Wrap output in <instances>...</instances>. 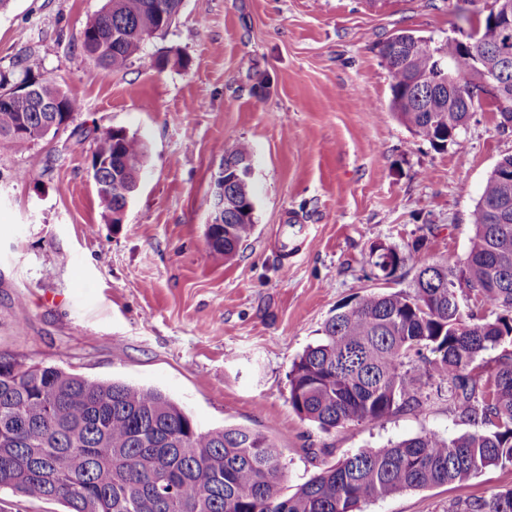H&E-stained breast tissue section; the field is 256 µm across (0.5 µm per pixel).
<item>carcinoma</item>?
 I'll list each match as a JSON object with an SVG mask.
<instances>
[{"mask_svg":"<svg viewBox=\"0 0 512 512\" xmlns=\"http://www.w3.org/2000/svg\"><path fill=\"white\" fill-rule=\"evenodd\" d=\"M178 0H107L83 30L84 54L110 71L142 57L141 36L173 26ZM378 44L390 76V109L414 135L436 149L457 142L470 113L489 95L512 114V70L493 85L483 62L455 39L398 31ZM21 82L35 80L39 97L59 102L70 118L79 99L48 74L32 75L31 57L17 61ZM456 77L455 98L434 85L438 69ZM21 112L0 99V138L17 147L37 142L22 132ZM98 170L112 181L99 197L103 215L121 209L133 167L147 147L134 133L106 130L94 137ZM247 141L224 158V224L206 226L214 251L231 258L255 233L253 188L236 172L253 157ZM512 155L488 175L471 213L474 236L456 260L417 263L410 292L370 293L336 307L321 340L293 362L288 374L292 409L322 431L350 422L376 426L422 405L431 381L448 385L459 419L471 430L445 439L425 432L387 448H365L322 469L292 493L284 464L267 435L248 427L200 430L167 396L122 382L90 380L56 367L0 357V489L30 500L63 503L68 512H361L372 500L404 490L465 482L492 466L512 465ZM409 256L384 243L370 248L372 275L383 281ZM489 306L493 317L478 313ZM490 372L475 362L488 353ZM453 512H512V490L454 505Z\"/></svg>","mask_w":512,"mask_h":512,"instance_id":"obj_1","label":"carcinoma"}]
</instances>
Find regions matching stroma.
<instances>
[{
	"label": "stroma",
	"instance_id": "obj_1",
	"mask_svg": "<svg viewBox=\"0 0 512 512\" xmlns=\"http://www.w3.org/2000/svg\"><path fill=\"white\" fill-rule=\"evenodd\" d=\"M106 0H10L0 9V74L17 81L30 56L80 99L70 131L18 149L0 140V356L96 381L161 391L201 429L266 433L295 489L362 448L425 432L467 431L448 393L384 423L331 432L288 401L294 359L336 305L409 290L367 263L383 242L429 260L464 256L470 214L512 129L474 108L457 142L437 150L390 110L377 44L401 29L468 41L493 0H185L118 72L82 51L81 32ZM122 128L148 146L120 224L101 215L89 165L92 131ZM249 141L257 227L232 259L211 250V176ZM512 489V466L404 490L363 512H450Z\"/></svg>",
	"mask_w": 512,
	"mask_h": 512
}]
</instances>
